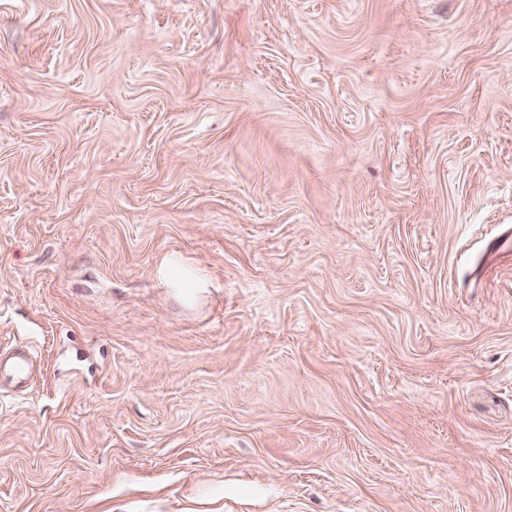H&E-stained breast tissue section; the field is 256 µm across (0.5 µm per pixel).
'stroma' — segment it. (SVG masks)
I'll list each match as a JSON object with an SVG mask.
<instances>
[{
	"label": "stroma",
	"instance_id": "1",
	"mask_svg": "<svg viewBox=\"0 0 512 512\" xmlns=\"http://www.w3.org/2000/svg\"><path fill=\"white\" fill-rule=\"evenodd\" d=\"M509 231L512 0H0V512H512ZM156 271L166 287L177 288L186 296L192 297L203 288V284L188 267L171 259H161ZM1 359L4 356L2 370H4L16 388H23L28 384L33 374V360L29 351L25 348H13L4 354L0 353Z\"/></svg>",
	"mask_w": 512,
	"mask_h": 512
}]
</instances>
